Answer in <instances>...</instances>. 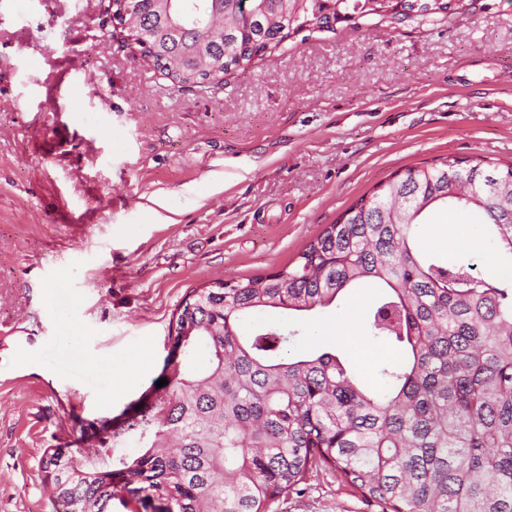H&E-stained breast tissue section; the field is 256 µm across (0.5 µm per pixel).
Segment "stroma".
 <instances>
[{"mask_svg":"<svg viewBox=\"0 0 512 512\" xmlns=\"http://www.w3.org/2000/svg\"><path fill=\"white\" fill-rule=\"evenodd\" d=\"M434 22L293 35L223 84L181 85L127 44L111 0H0V323L81 364L0 371V512H57L40 468L158 381L193 289L275 271L393 174L512 162V0ZM360 288L315 324L381 349ZM61 297L64 308L53 300ZM136 366L118 390L113 363ZM270 512H382L317 468Z\"/></svg>","mask_w":512,"mask_h":512,"instance_id":"35a3bbf8","label":"stroma"}]
</instances>
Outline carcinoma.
I'll return each instance as SVG.
<instances>
[{
    "label": "carcinoma",
    "instance_id": "1",
    "mask_svg": "<svg viewBox=\"0 0 512 512\" xmlns=\"http://www.w3.org/2000/svg\"><path fill=\"white\" fill-rule=\"evenodd\" d=\"M130 0L134 47L181 84L206 86L285 48L302 31L359 17L444 18L459 0ZM479 216L512 256V164L483 158L411 167L354 201L294 261L229 286L191 291L172 319L174 348L203 343L208 362L176 363L150 406L91 452L49 448L42 470L62 512H269L320 466L383 512H512V277L429 253L420 229L437 210ZM356 288H379L368 329L403 357L378 366L381 388L333 351H285L299 334L243 319L307 317ZM132 433L138 451L123 450Z\"/></svg>",
    "mask_w": 512,
    "mask_h": 512
}]
</instances>
